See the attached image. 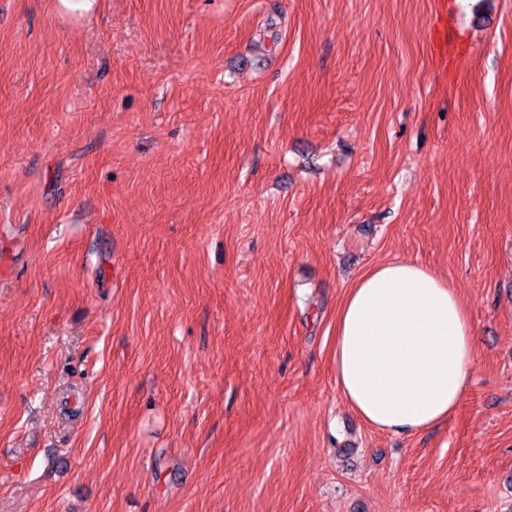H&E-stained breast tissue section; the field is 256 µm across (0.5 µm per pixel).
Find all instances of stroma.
Here are the masks:
<instances>
[{"label":"stroma","mask_w":512,"mask_h":512,"mask_svg":"<svg viewBox=\"0 0 512 512\" xmlns=\"http://www.w3.org/2000/svg\"><path fill=\"white\" fill-rule=\"evenodd\" d=\"M0 0V512H512V0ZM467 396L341 399L369 267ZM477 328L448 278L416 261L376 265L336 314V389L372 428L410 436L447 422L465 399Z\"/></svg>","instance_id":"1"}]
</instances>
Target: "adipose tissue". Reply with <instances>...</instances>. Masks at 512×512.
<instances>
[{"label": "adipose tissue", "mask_w": 512, "mask_h": 512, "mask_svg": "<svg viewBox=\"0 0 512 512\" xmlns=\"http://www.w3.org/2000/svg\"><path fill=\"white\" fill-rule=\"evenodd\" d=\"M477 336L447 277L409 259L376 265L347 288L336 314V389L372 428L419 433L465 399Z\"/></svg>", "instance_id": "obj_1"}]
</instances>
